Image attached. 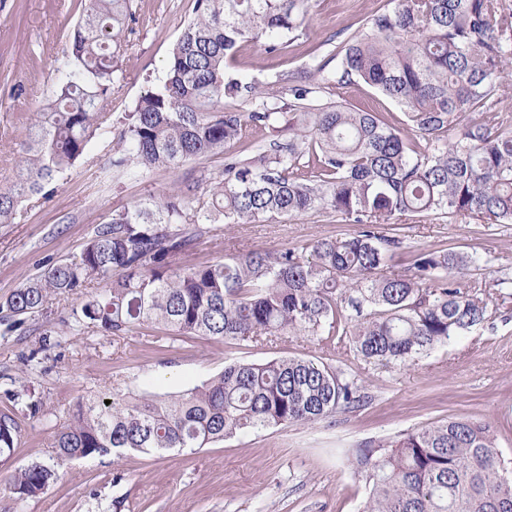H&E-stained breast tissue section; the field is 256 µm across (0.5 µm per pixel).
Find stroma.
<instances>
[{"label":"stroma","instance_id":"obj_1","mask_svg":"<svg viewBox=\"0 0 512 512\" xmlns=\"http://www.w3.org/2000/svg\"><path fill=\"white\" fill-rule=\"evenodd\" d=\"M384 0H315L303 28L320 57L356 33ZM195 0H136L129 23L124 79L104 110L116 117L163 80L172 47L194 17ZM81 0H0V179H11L20 142L35 112L45 107L66 70L68 33L81 19ZM300 51L278 56L242 44L231 72L274 80L304 67ZM353 108L372 107L405 123L402 109L366 84L338 90ZM111 135L94 138L83 158L54 185L49 198L20 207L0 225V302L47 264L78 257L98 226L136 203L181 193L203 197L224 171L216 154L174 171L136 175L113 167ZM356 225L323 213L240 226L212 225L186 265L223 260L244 245L275 250L323 238L354 235ZM405 245L448 249L475 258L469 279L485 284V321L427 356L401 365L367 362L331 338L291 336L276 343L170 339L145 326L116 336L95 327L73 334L71 317L83 305L78 292L49 304L19 327L0 325V409L8 390L26 385L42 401L23 419V436L0 461V512H361L370 485L357 463L362 449H386L402 433L464 416L487 424L506 468L512 470V224L441 218L424 224L397 217ZM48 348H41L45 331ZM37 351V368L23 357ZM280 357L314 358L354 379L367 400L315 424L250 431L196 451L130 453L120 459L79 460L63 467L42 497L17 500L13 475L49 462L53 426L69 403L112 388L130 395H171L202 384L225 364ZM122 501L113 510V501Z\"/></svg>","mask_w":512,"mask_h":512}]
</instances>
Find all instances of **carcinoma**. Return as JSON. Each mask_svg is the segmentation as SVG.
Here are the masks:
<instances>
[{
  "label": "carcinoma",
  "mask_w": 512,
  "mask_h": 512,
  "mask_svg": "<svg viewBox=\"0 0 512 512\" xmlns=\"http://www.w3.org/2000/svg\"><path fill=\"white\" fill-rule=\"evenodd\" d=\"M132 2L85 3L54 99L20 143L13 179L0 184V224L13 223L24 201L47 198L105 133L116 139L118 169L146 175L222 152L223 178L196 206L172 194L112 214L79 258L49 266L0 305L10 326L102 282L70 329L92 325L119 336L151 325L178 337L256 344L337 336L388 365L418 359L484 321L487 301L465 280L471 257L418 249L414 277L382 270L403 244L388 234L398 215L512 224V111L502 106L512 96V0H387L328 60L316 61L317 48L308 47L311 63L266 83L231 75L230 62L245 42L267 54L294 47L311 0H195L162 83L108 126L102 108L123 79ZM357 81L398 104L406 127L332 101ZM281 123L287 141L256 154L228 151L251 148L256 134ZM320 212L358 231L174 267L221 220ZM348 308L356 316L345 315ZM8 398L30 416L42 407L27 388ZM363 401L355 381L299 357L229 364L176 395L78 400L54 428L52 462L17 472L12 493L39 497L75 460L204 448L249 430L318 423ZM21 436L16 412L1 411V459ZM358 463L372 483L362 512H512V475L489 427L473 418L408 431L378 456L365 450Z\"/></svg>",
  "instance_id": "1"
}]
</instances>
